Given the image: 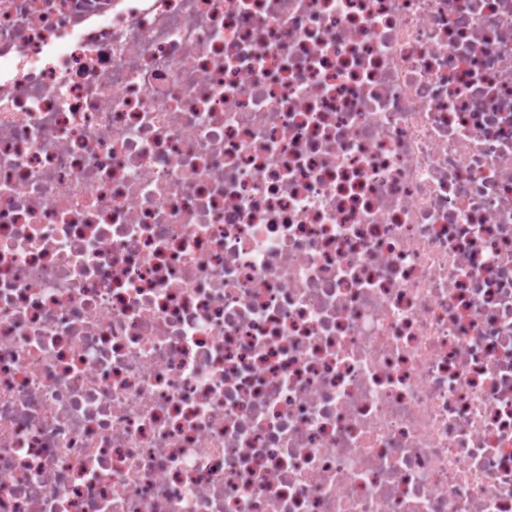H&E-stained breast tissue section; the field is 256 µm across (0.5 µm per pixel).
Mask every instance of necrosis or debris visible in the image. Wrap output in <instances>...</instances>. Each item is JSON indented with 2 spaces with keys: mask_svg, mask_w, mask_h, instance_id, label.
<instances>
[{
  "mask_svg": "<svg viewBox=\"0 0 512 512\" xmlns=\"http://www.w3.org/2000/svg\"><path fill=\"white\" fill-rule=\"evenodd\" d=\"M0 512H512V0H0Z\"/></svg>",
  "mask_w": 512,
  "mask_h": 512,
  "instance_id": "obj_1",
  "label": "necrosis or debris"
}]
</instances>
